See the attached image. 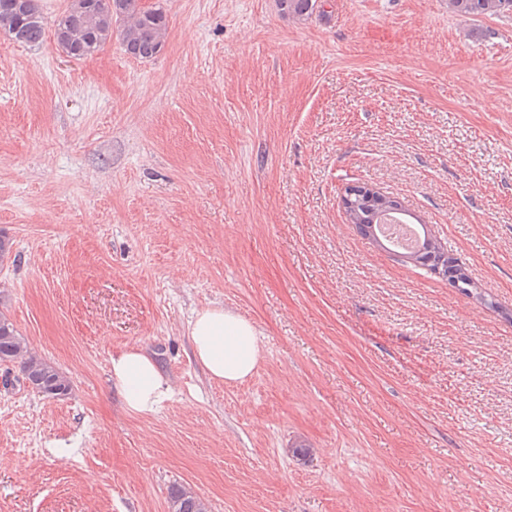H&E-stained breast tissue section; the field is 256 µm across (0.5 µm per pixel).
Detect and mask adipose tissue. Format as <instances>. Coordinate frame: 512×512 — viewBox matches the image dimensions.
<instances>
[{
    "mask_svg": "<svg viewBox=\"0 0 512 512\" xmlns=\"http://www.w3.org/2000/svg\"><path fill=\"white\" fill-rule=\"evenodd\" d=\"M189 336L194 361L212 381H244L261 360L255 323L223 306L196 312L189 322ZM111 378L120 389L125 410L132 414L156 413L172 394L169 378L154 358L138 347L113 354Z\"/></svg>",
    "mask_w": 512,
    "mask_h": 512,
    "instance_id": "1",
    "label": "adipose tissue"
}]
</instances>
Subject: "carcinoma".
<instances>
[{"label": "carcinoma", "instance_id": "cac0c4a2", "mask_svg": "<svg viewBox=\"0 0 512 512\" xmlns=\"http://www.w3.org/2000/svg\"><path fill=\"white\" fill-rule=\"evenodd\" d=\"M115 3V10L123 14L124 25L120 32L122 45L134 58L148 59L155 57L162 49L166 36V18L160 9H144L139 0H95L96 9L104 13L109 3ZM6 0H0V31L17 43L35 44L45 34V18L38 4H33L30 15L17 19L4 10ZM279 11L298 21L309 19L322 4L319 0H277ZM448 11L458 16L477 17L512 14V0H448ZM351 206L345 209L346 219L366 239L381 248L386 245L373 233V226L383 223L393 216L399 224H408V210L402 204L380 192L370 196L363 192V187L353 189ZM420 241L417 250L405 253L392 250V254L401 261L433 269L435 253L445 252L441 241L428 233L426 226L419 225ZM452 287L468 295L474 288L473 282L453 261H448L445 272ZM6 301L0 297V360L17 361L22 374L36 373L41 384L37 392L47 396H63L69 388L66 376L50 361L28 352L24 338L19 334L9 316L4 312ZM169 512H210L207 501L181 486H173L168 496Z\"/></svg>", "mask_w": 512, "mask_h": 512}]
</instances>
